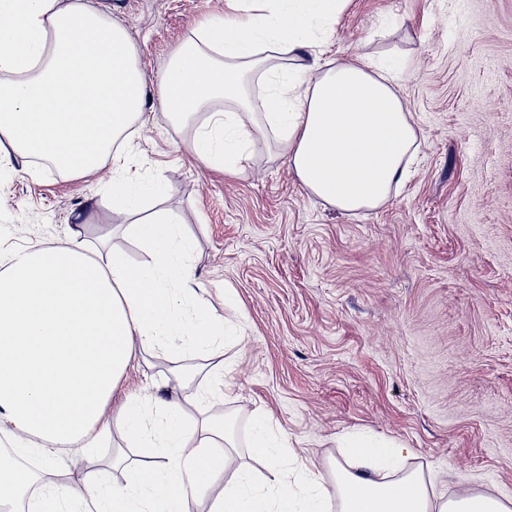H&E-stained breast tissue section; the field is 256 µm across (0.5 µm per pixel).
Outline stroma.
<instances>
[{
  "label": "stroma",
  "instance_id": "1",
  "mask_svg": "<svg viewBox=\"0 0 512 512\" xmlns=\"http://www.w3.org/2000/svg\"><path fill=\"white\" fill-rule=\"evenodd\" d=\"M128 32L146 74L147 122L131 176L156 181L147 211L174 210L209 311L242 341L223 355L187 350L183 384L144 353L106 406L154 392L192 418H225L244 463L252 421L316 473L342 460L337 436L403 446L405 469L512 497V0H347L326 26L324 57H402L398 82L421 129L412 174L384 206L344 216L309 195L277 149L229 175L194 159L195 129L159 110L162 68L208 17H246L241 0H90ZM85 232L134 264L149 253L112 209L108 181L27 159L0 173V246L65 238L87 200ZM221 397L197 402L216 370Z\"/></svg>",
  "mask_w": 512,
  "mask_h": 512
}]
</instances>
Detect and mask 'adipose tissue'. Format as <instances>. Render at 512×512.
Instances as JSON below:
<instances>
[{
  "mask_svg": "<svg viewBox=\"0 0 512 512\" xmlns=\"http://www.w3.org/2000/svg\"><path fill=\"white\" fill-rule=\"evenodd\" d=\"M244 21H204L159 81L171 119L197 122L189 143L210 167L243 172L260 149L277 146L303 189L345 215L385 205L406 181L420 131L396 90L402 60L366 55L322 68V25L345 0H270ZM312 57L301 61L302 54ZM268 85L261 109L243 98L246 75ZM147 81L126 30L83 0H0V163L39 158L79 176L112 173V204L138 212L156 185L125 173L116 141L143 121ZM130 232L151 259L130 263L80 232L49 247H0V430L19 436L0 453V512H14L38 460L62 482L42 487L28 512H191L201 491L222 483L208 512H512L495 487L460 481L451 495L402 471L395 440L344 434L334 486L304 466L266 414L252 424L263 475L237 465L223 427L190 420L159 396L127 398L114 420L105 405L142 352L178 359L185 345L212 350L234 340L199 303L186 258L193 242L178 216L160 213ZM139 447L158 449L150 470L105 469L66 459L69 445L99 447L111 425Z\"/></svg>",
  "mask_w": 512,
  "mask_h": 512,
  "instance_id": "1",
  "label": "adipose tissue"
}]
</instances>
